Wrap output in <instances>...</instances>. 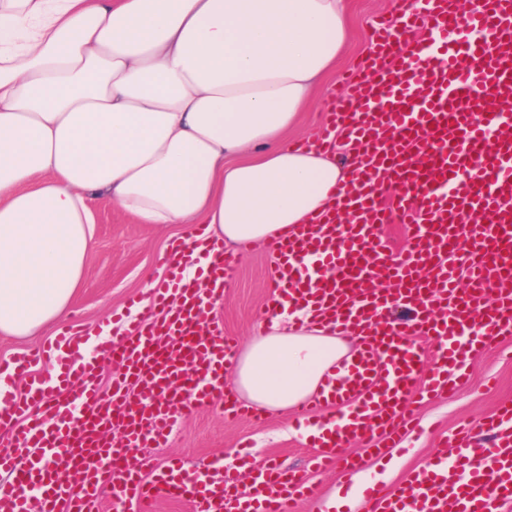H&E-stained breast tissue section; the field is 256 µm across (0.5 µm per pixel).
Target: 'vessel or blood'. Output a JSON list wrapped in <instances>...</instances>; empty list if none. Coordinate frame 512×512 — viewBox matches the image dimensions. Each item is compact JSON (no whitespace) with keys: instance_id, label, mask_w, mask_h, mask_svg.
I'll return each instance as SVG.
<instances>
[{"instance_id":"1","label":"vessel or blood","mask_w":512,"mask_h":512,"mask_svg":"<svg viewBox=\"0 0 512 512\" xmlns=\"http://www.w3.org/2000/svg\"><path fill=\"white\" fill-rule=\"evenodd\" d=\"M341 131L358 161L357 194L324 223L269 246L268 313L301 306L362 338L327 404L337 413L328 446L314 450L318 468L335 465L344 446L393 448L413 431L422 341L439 359L430 394L461 385L481 345L512 339V0H479L464 16L458 0H424L422 9L379 16L370 55L325 114V137ZM394 223L412 236L392 260L379 229ZM186 253V242L171 245L151 310L108 347L121 366L110 392L97 361L78 360L85 335L70 326L47 350L5 365L0 512H97L109 481L132 512H151L161 495L189 501L191 512H297L313 496L305 475L269 462L254 468L245 494L219 460L191 469L173 459L150 475L131 463L133 450L165 443L215 397L225 419L248 414L224 382L235 342L221 320L204 317L223 299L235 259L209 242L195 282L183 275ZM403 307L415 310L412 321L397 318ZM46 361L52 386L34 375ZM18 375L31 379L22 400ZM327 405L313 400L301 413L315 418ZM364 498L368 512H496L512 502V403L456 432L399 485L371 483Z\"/></svg>"}]
</instances>
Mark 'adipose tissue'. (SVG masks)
<instances>
[{
	"mask_svg": "<svg viewBox=\"0 0 512 512\" xmlns=\"http://www.w3.org/2000/svg\"><path fill=\"white\" fill-rule=\"evenodd\" d=\"M348 39V0H0V335L64 314L99 198L228 244L344 200L353 168L288 136ZM353 360L334 328L282 311L233 358V382L282 412Z\"/></svg>",
	"mask_w": 512,
	"mask_h": 512,
	"instance_id": "1",
	"label": "adipose tissue"
}]
</instances>
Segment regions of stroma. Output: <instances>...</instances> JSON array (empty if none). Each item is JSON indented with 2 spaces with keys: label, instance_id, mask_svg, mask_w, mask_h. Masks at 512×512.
I'll return each instance as SVG.
<instances>
[{
  "label": "stroma",
  "instance_id": "obj_1",
  "mask_svg": "<svg viewBox=\"0 0 512 512\" xmlns=\"http://www.w3.org/2000/svg\"><path fill=\"white\" fill-rule=\"evenodd\" d=\"M401 0H350V39L324 92L305 112L303 123L291 135L292 143L306 141L310 131L321 129L329 99L337 93L338 81L350 74L369 53L373 20L382 12L398 13ZM97 238L85 266L84 281L61 323L51 324L34 336H0V363L50 342L60 325L79 323L85 332L101 334L128 312L127 301L145 300L149 277L159 275V256L176 239L190 236L187 224H138L106 200L97 203ZM274 286L273 262L263 251L243 253L235 273L224 290L215 315L224 323L227 335L247 345L264 319L263 302ZM512 401V341L495 343L473 355L468 377L452 393L417 396L416 415L420 431L405 436L401 445L368 453L361 444L347 451L363 458L359 483L375 480L392 486L413 468L423 464L460 425H475L489 416L503 401ZM249 449L255 461H274L299 469L316 490L301 512H330V495L346 496L348 484L339 475L312 467L310 442L304 439L292 414L270 413L265 422H225L219 403L196 411L170 437L166 446L137 449L132 461L144 472L160 470L170 456H180L186 466L195 467L218 457L236 458Z\"/></svg>",
  "mask_w": 512,
  "mask_h": 512
}]
</instances>
